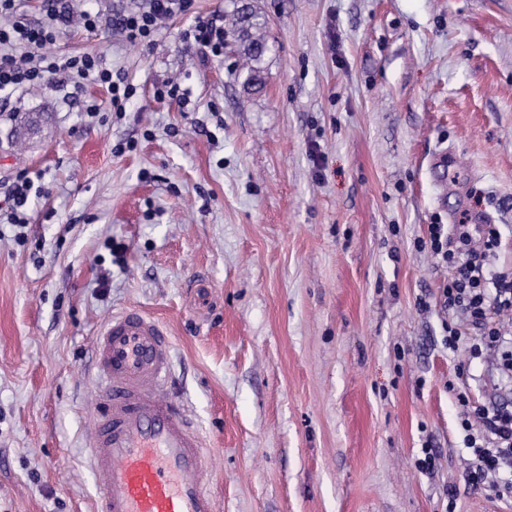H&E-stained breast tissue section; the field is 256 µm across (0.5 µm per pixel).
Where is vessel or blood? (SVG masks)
<instances>
[{
  "mask_svg": "<svg viewBox=\"0 0 512 512\" xmlns=\"http://www.w3.org/2000/svg\"><path fill=\"white\" fill-rule=\"evenodd\" d=\"M94 361L100 395L89 448L100 512H218L201 441L160 393L171 368L163 327L138 309L114 316Z\"/></svg>",
  "mask_w": 512,
  "mask_h": 512,
  "instance_id": "obj_1",
  "label": "vessel or blood"
}]
</instances>
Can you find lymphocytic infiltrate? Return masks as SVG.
Wrapping results in <instances>:
<instances>
[{
	"label": "lymphocytic infiltrate",
	"mask_w": 512,
	"mask_h": 512,
	"mask_svg": "<svg viewBox=\"0 0 512 512\" xmlns=\"http://www.w3.org/2000/svg\"><path fill=\"white\" fill-rule=\"evenodd\" d=\"M190 5L191 0H147L146 7L118 17L116 28L127 42L150 48L166 20L185 13ZM44 12V21L33 22L18 12L16 0H0V92L10 94L32 85L54 89L77 77L105 85L109 93L107 100L86 106L87 116L122 111L134 88L123 77L113 76L98 53L59 56L46 50L73 19L93 30L102 23L100 14L76 11L74 0H45ZM417 248L452 271L439 296L441 308L453 316L443 324L445 345L494 359L498 377L512 380V342L506 340L500 322L501 314L512 313V273L492 270L490 263L503 249L497 225H483L475 239L468 225L432 224ZM462 321L471 327V335H462ZM448 389L461 409L459 432L471 456L464 472L466 488H488L496 496L512 497V481L498 480L501 468L512 465V407L476 403L469 390L453 382Z\"/></svg>",
	"instance_id": "f902f5d3"
}]
</instances>
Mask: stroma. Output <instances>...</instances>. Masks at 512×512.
I'll return each instance as SVG.
<instances>
[{"label":"stroma","mask_w":512,"mask_h":512,"mask_svg":"<svg viewBox=\"0 0 512 512\" xmlns=\"http://www.w3.org/2000/svg\"><path fill=\"white\" fill-rule=\"evenodd\" d=\"M145 3L79 0L101 26L54 45L125 74L123 113L87 117L90 81L0 99V185H36L21 230L0 188V512H98L93 355L129 309L169 333L219 512H512L465 488L447 384L512 386L445 346L450 271L415 246L464 218L512 233V0H192L151 50L113 25ZM237 4L267 21L255 87L182 42ZM169 80L187 105L155 98Z\"/></svg>","instance_id":"35a3bbf8"}]
</instances>
